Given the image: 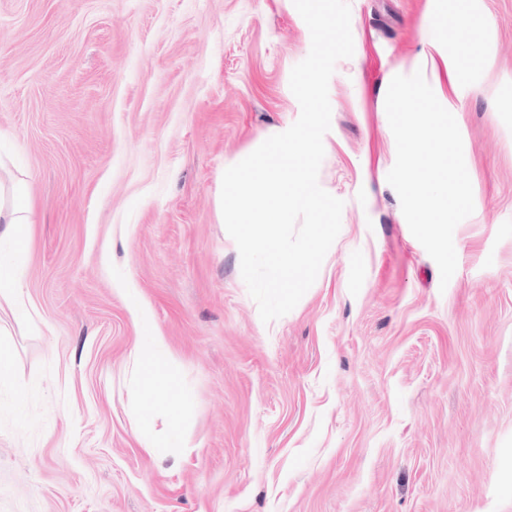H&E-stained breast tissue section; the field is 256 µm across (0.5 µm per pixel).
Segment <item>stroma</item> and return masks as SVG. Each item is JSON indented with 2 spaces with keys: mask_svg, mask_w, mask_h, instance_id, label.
Segmentation results:
<instances>
[{
  "mask_svg": "<svg viewBox=\"0 0 512 512\" xmlns=\"http://www.w3.org/2000/svg\"><path fill=\"white\" fill-rule=\"evenodd\" d=\"M349 4L318 176L341 230L266 324L219 200L300 115L293 0H0V156L35 221L0 512H512V0ZM460 12L476 51L436 22ZM418 70L473 188L445 287L387 181L386 92ZM155 333L172 399L132 365Z\"/></svg>",
  "mask_w": 512,
  "mask_h": 512,
  "instance_id": "1",
  "label": "stroma"
}]
</instances>
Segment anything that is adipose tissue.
Instances as JSON below:
<instances>
[{
    "instance_id": "1",
    "label": "adipose tissue",
    "mask_w": 512,
    "mask_h": 512,
    "mask_svg": "<svg viewBox=\"0 0 512 512\" xmlns=\"http://www.w3.org/2000/svg\"><path fill=\"white\" fill-rule=\"evenodd\" d=\"M5 168L6 162L0 158V243L12 244L15 255L19 256L32 234L34 202L31 195L21 194L17 181L2 177ZM150 344V350L135 355L134 363L146 383L161 384L167 395H174L177 382L173 375L163 372L157 358L166 340L157 333L151 336Z\"/></svg>"
}]
</instances>
